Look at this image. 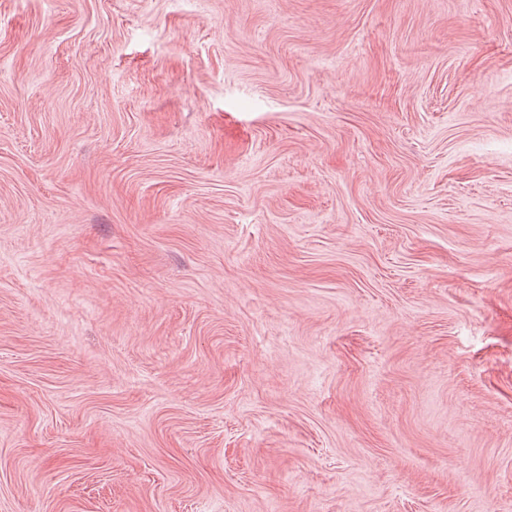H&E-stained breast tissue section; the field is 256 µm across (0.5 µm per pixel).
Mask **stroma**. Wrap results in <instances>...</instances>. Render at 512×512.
Here are the masks:
<instances>
[{
	"instance_id": "1",
	"label": "stroma",
	"mask_w": 512,
	"mask_h": 512,
	"mask_svg": "<svg viewBox=\"0 0 512 512\" xmlns=\"http://www.w3.org/2000/svg\"><path fill=\"white\" fill-rule=\"evenodd\" d=\"M0 512H512V0H0Z\"/></svg>"
}]
</instances>
